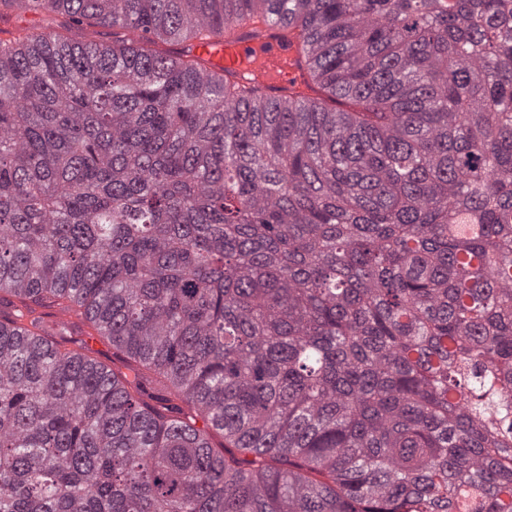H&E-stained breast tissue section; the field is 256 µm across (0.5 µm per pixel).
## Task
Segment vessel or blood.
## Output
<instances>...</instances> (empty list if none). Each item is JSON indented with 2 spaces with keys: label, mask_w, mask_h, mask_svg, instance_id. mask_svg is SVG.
Returning <instances> with one entry per match:
<instances>
[{
  "label": "vessel or blood",
  "mask_w": 512,
  "mask_h": 512,
  "mask_svg": "<svg viewBox=\"0 0 512 512\" xmlns=\"http://www.w3.org/2000/svg\"><path fill=\"white\" fill-rule=\"evenodd\" d=\"M190 54L212 71L245 80L273 96L292 93L314 99L319 95L297 46L288 42L278 23L257 28L245 20L238 22L209 43H191Z\"/></svg>",
  "instance_id": "1"
}]
</instances>
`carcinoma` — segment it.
I'll list each match as a JSON object with an SVG mask.
<instances>
[{
	"instance_id": "cac0c4a2",
	"label": "carcinoma",
	"mask_w": 512,
	"mask_h": 512,
	"mask_svg": "<svg viewBox=\"0 0 512 512\" xmlns=\"http://www.w3.org/2000/svg\"><path fill=\"white\" fill-rule=\"evenodd\" d=\"M27 2L0 512H512V0H288L314 100L160 49L283 0Z\"/></svg>"
}]
</instances>
